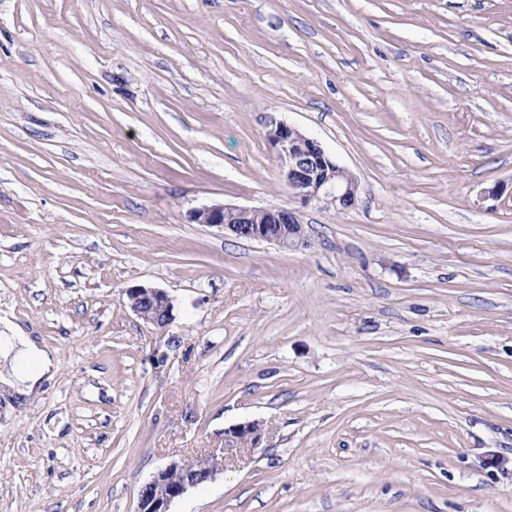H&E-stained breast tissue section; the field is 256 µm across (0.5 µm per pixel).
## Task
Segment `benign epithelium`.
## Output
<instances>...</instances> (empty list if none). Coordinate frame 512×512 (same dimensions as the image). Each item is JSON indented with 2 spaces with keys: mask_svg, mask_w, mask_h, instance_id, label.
<instances>
[{
  "mask_svg": "<svg viewBox=\"0 0 512 512\" xmlns=\"http://www.w3.org/2000/svg\"><path fill=\"white\" fill-rule=\"evenodd\" d=\"M267 138L284 164L288 187L302 200L324 199L341 210L356 205L357 181L326 154L318 141L283 122L272 123ZM190 218L237 238L273 243L283 249L301 250L311 245L302 216L294 209L213 205L191 211ZM125 298L127 307L147 324L165 328L174 319L173 299L163 289L134 286L125 291ZM264 439L263 424L247 421L224 430L223 451L242 446L258 448ZM224 461L225 456L212 454L169 462L140 487L136 512H170L174 500L223 471Z\"/></svg>",
  "mask_w": 512,
  "mask_h": 512,
  "instance_id": "7a95c632",
  "label": "benign epithelium"
}]
</instances>
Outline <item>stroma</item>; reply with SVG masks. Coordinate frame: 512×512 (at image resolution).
Returning a JSON list of instances; mask_svg holds the SVG:
<instances>
[{
	"mask_svg": "<svg viewBox=\"0 0 512 512\" xmlns=\"http://www.w3.org/2000/svg\"><path fill=\"white\" fill-rule=\"evenodd\" d=\"M275 121L353 208L289 190ZM0 315L58 361L0 393V512H135L252 420L171 512H512V0H0ZM190 218L198 224L221 228L224 234L273 243L283 249L301 250L311 245L302 216L294 209L213 205L191 211ZM125 304L145 323L166 328L174 319V303L163 289L134 286L125 291ZM265 439L263 424L247 421L224 431L221 456L212 454L192 461L173 460L155 473L139 489L136 512H171V503L189 489L213 480L224 471L225 455L241 446L258 448Z\"/></svg>",
	"mask_w": 512,
	"mask_h": 512,
	"instance_id": "obj_1",
	"label": "stroma"
}]
</instances>
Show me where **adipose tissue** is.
Returning <instances> with one entry per match:
<instances>
[{
    "mask_svg": "<svg viewBox=\"0 0 512 512\" xmlns=\"http://www.w3.org/2000/svg\"><path fill=\"white\" fill-rule=\"evenodd\" d=\"M54 371L53 355L21 325L0 317V385L27 397L37 393Z\"/></svg>",
    "mask_w": 512,
    "mask_h": 512,
    "instance_id": "obj_1",
    "label": "adipose tissue"
}]
</instances>
